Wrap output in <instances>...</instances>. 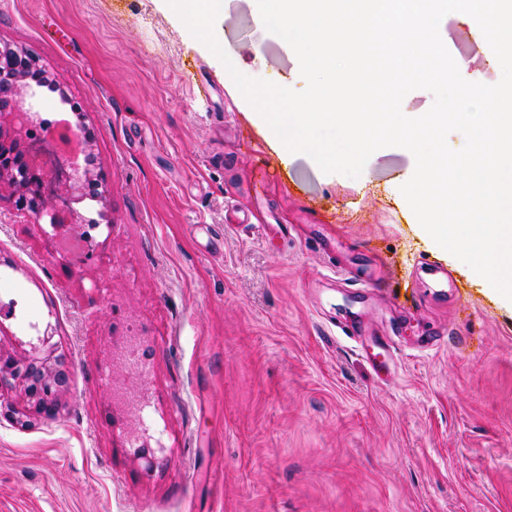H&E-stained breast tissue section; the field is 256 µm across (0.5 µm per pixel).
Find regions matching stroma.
Listing matches in <instances>:
<instances>
[{
	"label": "stroma",
	"mask_w": 512,
	"mask_h": 512,
	"mask_svg": "<svg viewBox=\"0 0 512 512\" xmlns=\"http://www.w3.org/2000/svg\"><path fill=\"white\" fill-rule=\"evenodd\" d=\"M258 14L224 0L220 44L303 90ZM443 27L496 83L489 45ZM1 46L62 79L24 106L91 132L103 198L74 205L95 223L75 266L0 186V298L23 303L0 347L53 327L71 374L54 418L0 392V512H512V302L412 221L409 151L355 179L281 157L164 0H0ZM254 144L278 174L260 200ZM361 316L395 333L387 372L342 331Z\"/></svg>",
	"instance_id": "35a3bbf8"
}]
</instances>
